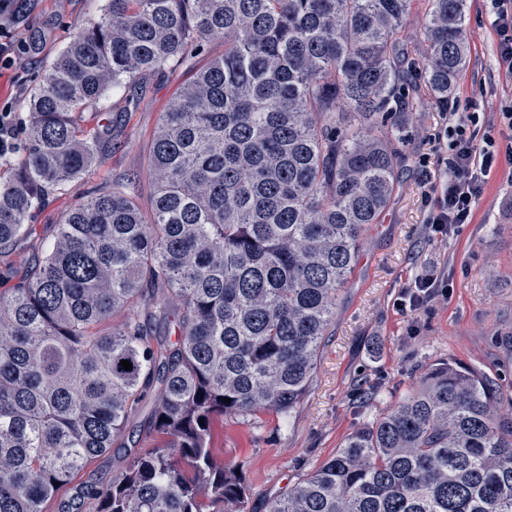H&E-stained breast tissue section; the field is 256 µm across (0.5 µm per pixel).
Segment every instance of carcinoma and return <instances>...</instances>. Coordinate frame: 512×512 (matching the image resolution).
Here are the masks:
<instances>
[{
	"mask_svg": "<svg viewBox=\"0 0 512 512\" xmlns=\"http://www.w3.org/2000/svg\"><path fill=\"white\" fill-rule=\"evenodd\" d=\"M411 2L103 0L36 78L19 151L0 156L14 170L0 253H31L0 292V512L85 499L96 512H250L214 431L303 402L338 291L397 189L405 114L423 88L447 108L467 65L466 0H428L415 43L401 36ZM212 40L224 55L179 86L151 137V216L130 179L79 191L101 145L80 127L86 109L191 67ZM65 192L53 238L32 239L35 212ZM151 391L150 447L64 498ZM505 404L497 380L438 363L272 512H512Z\"/></svg>",
	"mask_w": 512,
	"mask_h": 512,
	"instance_id": "obj_1",
	"label": "carcinoma"
}]
</instances>
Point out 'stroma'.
Returning <instances> with one entry per match:
<instances>
[{"instance_id":"1","label":"stroma","mask_w":512,"mask_h":512,"mask_svg":"<svg viewBox=\"0 0 512 512\" xmlns=\"http://www.w3.org/2000/svg\"><path fill=\"white\" fill-rule=\"evenodd\" d=\"M19 28L29 43L0 70V107L26 116L30 79L99 14L103 0H24ZM489 0H467V67L454 93L461 109L489 117L512 101V73L500 66ZM180 76L151 73L135 93L113 91L83 117L84 130L101 132V150L85 180L102 187L136 180V198L149 209L154 180L146 150ZM405 162L399 188L367 235L355 271L339 291L336 317L320 351L310 392L288 419L273 415L224 419V461L249 487L251 512H270L294 483L333 457L358 426L379 418L416 387L428 367L446 359L512 382V162L489 179L472 223L459 236H430L433 201L419 167L436 163L440 106L430 97L407 113ZM435 273L450 292L427 312L402 315L394 306L417 276ZM373 395L362 399L358 389ZM147 440L97 458L69 486L111 478Z\"/></svg>"}]
</instances>
